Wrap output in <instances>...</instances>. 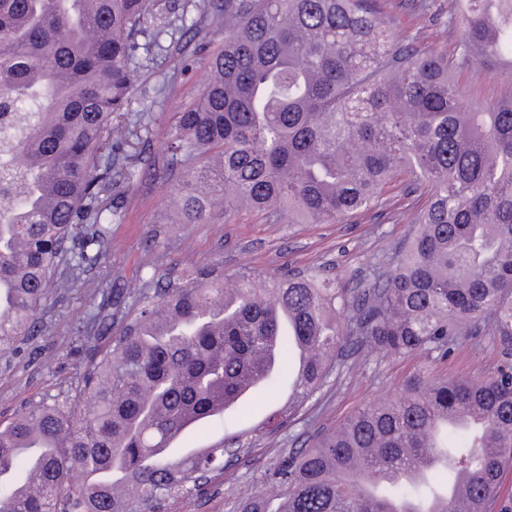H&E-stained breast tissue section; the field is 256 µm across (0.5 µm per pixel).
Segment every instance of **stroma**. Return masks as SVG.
Returning <instances> with one entry per match:
<instances>
[{
	"label": "stroma",
	"mask_w": 512,
	"mask_h": 512,
	"mask_svg": "<svg viewBox=\"0 0 512 512\" xmlns=\"http://www.w3.org/2000/svg\"><path fill=\"white\" fill-rule=\"evenodd\" d=\"M142 60L130 111L143 114L144 121L137 136L116 148L120 164L132 172L133 180L107 201L114 213L112 248L97 265L115 287L131 288L139 278L160 277L192 262L218 267L228 277L245 265L260 280L286 269L319 266L340 285L358 288L387 266L407 238L410 218L420 206L416 196L405 195L397 186L389 187L384 211L345 224H270L248 210L211 224L174 223L170 198L154 185L149 172L165 163L166 138L179 112L199 97L208 72L195 39L177 23ZM456 79L461 93L471 100L491 103L504 91L498 76L475 68L457 69ZM90 302L85 290L55 298L47 313L55 323L52 332L32 340L9 368H0V421L76 381L85 360L79 327ZM500 361L492 338L473 331L458 337L451 356L435 363L433 373L444 378L479 369L488 372ZM420 364L416 357L364 362L344 356L339 371L330 375L288 426L260 440L246 459L228 462L225 474L213 476L202 490L166 501L164 512H232L240 485L275 493V470L283 456L308 447L320 430L335 427L357 408L393 392ZM281 404V398L254 391L241 414L201 422L179 445L198 448L224 429L252 428Z\"/></svg>",
	"instance_id": "1"
}]
</instances>
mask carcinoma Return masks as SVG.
I'll list each match as a JSON object with an SVG mask.
<instances>
[{
	"mask_svg": "<svg viewBox=\"0 0 512 512\" xmlns=\"http://www.w3.org/2000/svg\"><path fill=\"white\" fill-rule=\"evenodd\" d=\"M385 6L0 0V365L50 330L39 314L53 296H101L82 321L76 382L0 423V512H160L198 490L200 473H224L225 444L244 451L282 429L346 347L423 366L285 457L276 497L246 490L234 512H512V495H498L512 466V90L482 105L454 79L458 66L512 79V0H449L450 57ZM399 7L428 21L437 11ZM174 21L202 40L224 30L153 172L176 223L249 208L274 224H343L381 210L400 183L426 202L387 270L361 288L319 267L261 283L241 271L230 288L213 266L126 289L88 276L112 248L101 199L127 179L113 147L133 134L139 49ZM471 327L493 337L501 364L432 376ZM284 381L295 400L259 425L169 456L239 406L243 386ZM466 410L469 424L448 426ZM388 465L406 475L383 479Z\"/></svg>",
	"mask_w": 512,
	"mask_h": 512,
	"instance_id": "cac0c4a2",
	"label": "carcinoma"
}]
</instances>
